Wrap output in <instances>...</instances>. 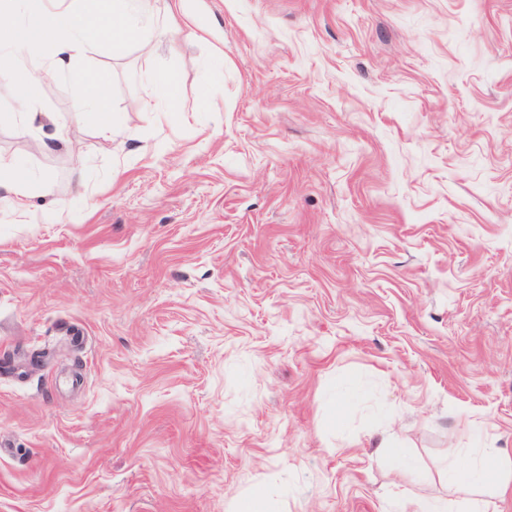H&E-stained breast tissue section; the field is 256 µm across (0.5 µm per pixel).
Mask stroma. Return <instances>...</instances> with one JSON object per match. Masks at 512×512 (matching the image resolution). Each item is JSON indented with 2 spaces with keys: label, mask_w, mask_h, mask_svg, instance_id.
Segmentation results:
<instances>
[{
  "label": "stroma",
  "mask_w": 512,
  "mask_h": 512,
  "mask_svg": "<svg viewBox=\"0 0 512 512\" xmlns=\"http://www.w3.org/2000/svg\"><path fill=\"white\" fill-rule=\"evenodd\" d=\"M185 12L76 63L111 138L44 82L69 153L0 47V512H512V0ZM73 92L77 102L76 112L92 109L93 112L86 113L88 117L96 121L103 130L112 133L113 119L107 83L96 74H80L74 79ZM33 176L15 162L0 157V189L11 195L12 202L20 209L26 208L30 197ZM498 454L494 448H482L471 456L460 457L446 468L448 479L461 480L470 485L482 484L496 468Z\"/></svg>",
  "instance_id": "35a3bbf8"
}]
</instances>
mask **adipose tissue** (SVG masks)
<instances>
[{
	"label": "adipose tissue",
	"instance_id": "obj_1",
	"mask_svg": "<svg viewBox=\"0 0 512 512\" xmlns=\"http://www.w3.org/2000/svg\"><path fill=\"white\" fill-rule=\"evenodd\" d=\"M33 8L29 0H5L8 21H0V44L21 50L14 81L17 97L36 102L43 82L85 55L92 38L109 29L115 47H123L138 31L150 26L160 14H173L169 0H40ZM78 111H89L103 130L113 126L107 84L95 74L78 75L73 82ZM498 454L483 448L452 461L449 479L470 485L482 484L495 469Z\"/></svg>",
	"mask_w": 512,
	"mask_h": 512
}]
</instances>
